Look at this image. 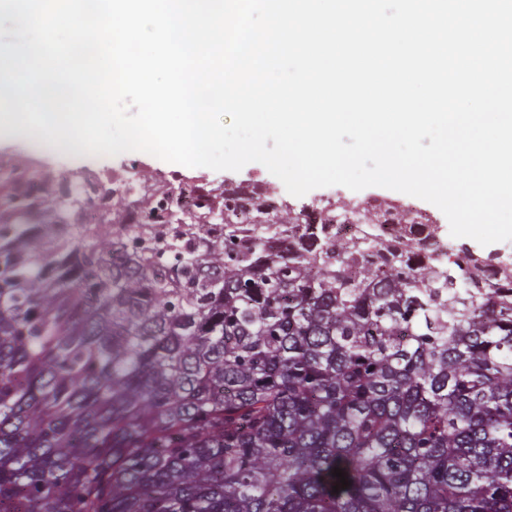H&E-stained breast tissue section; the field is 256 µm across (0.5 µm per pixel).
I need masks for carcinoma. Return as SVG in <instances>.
<instances>
[{"label": "carcinoma", "instance_id": "1", "mask_svg": "<svg viewBox=\"0 0 512 512\" xmlns=\"http://www.w3.org/2000/svg\"><path fill=\"white\" fill-rule=\"evenodd\" d=\"M0 201V512H512V264L388 202L226 188L196 250L166 191L132 235Z\"/></svg>", "mask_w": 512, "mask_h": 512}]
</instances>
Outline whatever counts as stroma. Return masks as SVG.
<instances>
[{"instance_id":"1","label":"stroma","mask_w":512,"mask_h":512,"mask_svg":"<svg viewBox=\"0 0 512 512\" xmlns=\"http://www.w3.org/2000/svg\"><path fill=\"white\" fill-rule=\"evenodd\" d=\"M28 139L19 135L8 141H0V162H12L21 167H28L51 172L59 186L74 183L77 176L84 173H106L115 177L125 175L137 178L141 183L154 190H164L172 178H180L185 184L197 185L205 190L223 189L227 184H260L273 191L278 201L299 209L305 206L318 208L334 204L358 203L367 198L393 200L404 207L419 212L430 223L439 227V239L448 246L461 241L450 234L449 223L444 214L433 204L406 195L401 192L382 188L368 187L352 191L342 186L317 188L304 196L289 194L283 183L272 175L265 166L257 162L245 165L240 171H215L205 167L189 168L162 161L143 152H126L116 156H91L79 152L69 145L46 142L45 150L39 155H32L27 150ZM483 256L510 263L512 262V241L493 243L482 246L472 239L462 241Z\"/></svg>"}]
</instances>
